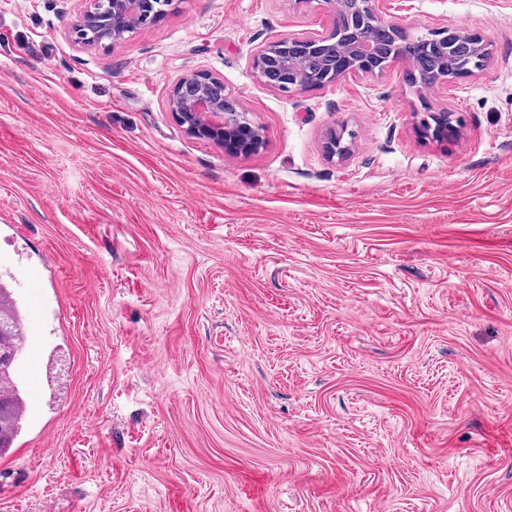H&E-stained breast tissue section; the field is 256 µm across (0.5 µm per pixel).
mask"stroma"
Masks as SVG:
<instances>
[{
  "label": "stroma",
  "instance_id": "1",
  "mask_svg": "<svg viewBox=\"0 0 512 512\" xmlns=\"http://www.w3.org/2000/svg\"><path fill=\"white\" fill-rule=\"evenodd\" d=\"M372 5L489 59L285 92L252 56L327 0H173L106 46L85 0H0V273L54 270L0 512H512V0ZM193 71L258 152L177 124Z\"/></svg>",
  "mask_w": 512,
  "mask_h": 512
}]
</instances>
